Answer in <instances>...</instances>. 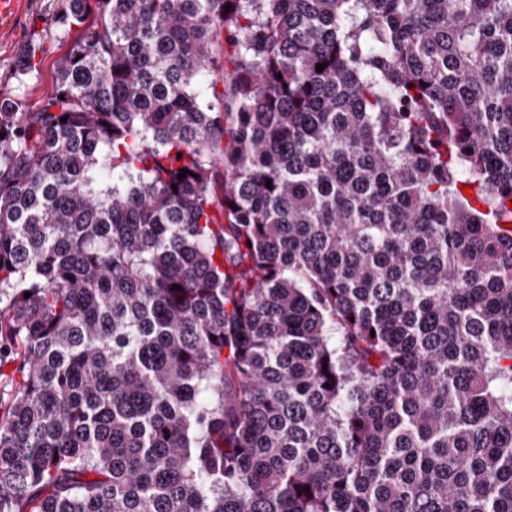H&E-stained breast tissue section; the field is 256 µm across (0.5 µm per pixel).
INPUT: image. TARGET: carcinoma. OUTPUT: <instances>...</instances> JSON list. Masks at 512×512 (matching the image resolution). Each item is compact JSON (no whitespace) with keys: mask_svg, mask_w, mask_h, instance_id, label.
Here are the masks:
<instances>
[{"mask_svg":"<svg viewBox=\"0 0 512 512\" xmlns=\"http://www.w3.org/2000/svg\"><path fill=\"white\" fill-rule=\"evenodd\" d=\"M0 134V512H512V0H96Z\"/></svg>","mask_w":512,"mask_h":512,"instance_id":"obj_1","label":"carcinoma"}]
</instances>
